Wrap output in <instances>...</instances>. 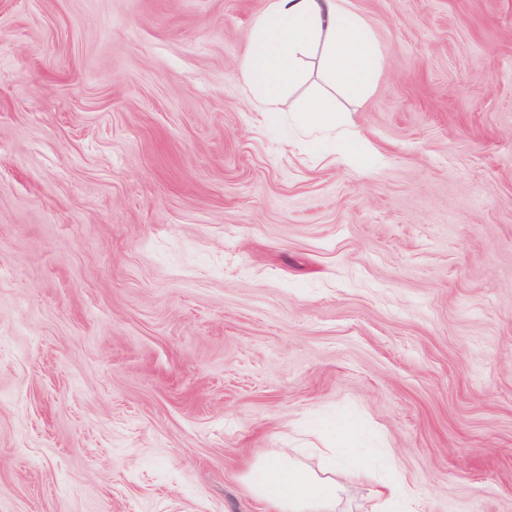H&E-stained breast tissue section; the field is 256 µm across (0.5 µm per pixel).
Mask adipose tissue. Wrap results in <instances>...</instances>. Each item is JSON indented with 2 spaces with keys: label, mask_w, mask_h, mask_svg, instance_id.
I'll list each match as a JSON object with an SVG mask.
<instances>
[{
  "label": "adipose tissue",
  "mask_w": 512,
  "mask_h": 512,
  "mask_svg": "<svg viewBox=\"0 0 512 512\" xmlns=\"http://www.w3.org/2000/svg\"><path fill=\"white\" fill-rule=\"evenodd\" d=\"M254 46L242 78L261 107L273 110L302 82L309 59L324 80L357 98L370 87L380 54L367 23L343 0H269L253 24ZM322 464H302L295 448L274 449L245 475L252 494L267 512H336L339 474L345 465L334 449H321Z\"/></svg>",
  "instance_id": "obj_1"
}]
</instances>
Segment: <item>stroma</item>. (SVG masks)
Listing matches in <instances>:
<instances>
[{"mask_svg":"<svg viewBox=\"0 0 512 512\" xmlns=\"http://www.w3.org/2000/svg\"><path fill=\"white\" fill-rule=\"evenodd\" d=\"M267 0H0V512H257L299 432L512 512V0H345L338 128L241 77Z\"/></svg>","mask_w":512,"mask_h":512,"instance_id":"stroma-1","label":"stroma"}]
</instances>
